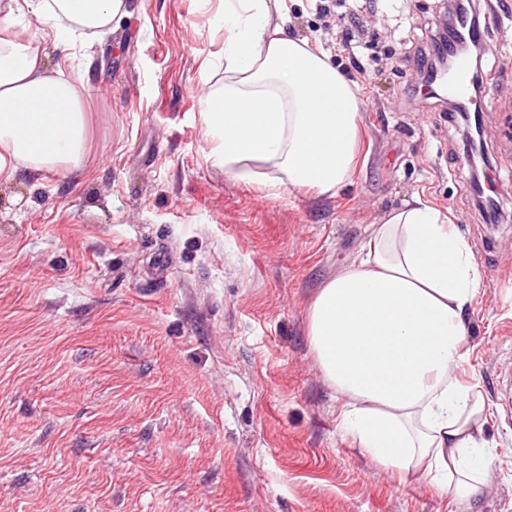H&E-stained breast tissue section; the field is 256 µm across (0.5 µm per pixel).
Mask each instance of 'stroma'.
<instances>
[{
    "instance_id": "obj_1",
    "label": "stroma",
    "mask_w": 512,
    "mask_h": 512,
    "mask_svg": "<svg viewBox=\"0 0 512 512\" xmlns=\"http://www.w3.org/2000/svg\"><path fill=\"white\" fill-rule=\"evenodd\" d=\"M89 59V159L0 186V512H452L429 477L392 478L339 425L311 350L316 291L369 225L422 195L469 242L481 285L455 376L486 403L490 482L472 512H512V0L487 24L484 148L504 188L475 200L464 122L419 103L406 57L444 0H288V32L330 56L362 103L353 179L268 193L206 156L202 78L214 0H126ZM368 42L353 68L339 16ZM497 12L498 22L488 19Z\"/></svg>"
}]
</instances>
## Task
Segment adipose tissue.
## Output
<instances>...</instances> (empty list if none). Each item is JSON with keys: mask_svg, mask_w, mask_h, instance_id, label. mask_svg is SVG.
<instances>
[{"mask_svg": "<svg viewBox=\"0 0 512 512\" xmlns=\"http://www.w3.org/2000/svg\"><path fill=\"white\" fill-rule=\"evenodd\" d=\"M125 0H0V23L33 18L69 54L123 14ZM224 47L203 80L211 165L272 190L326 195L353 177L361 101L324 52L288 33V0H219ZM85 72L48 66L30 27L0 38V185L80 175L88 155ZM480 287L468 242L422 197L371 225L363 255L307 312L311 349L342 402L340 426L393 477L431 475L469 512L490 473L476 455L485 403L453 369Z\"/></svg>", "mask_w": 512, "mask_h": 512, "instance_id": "ef3b65f1", "label": "adipose tissue"}]
</instances>
